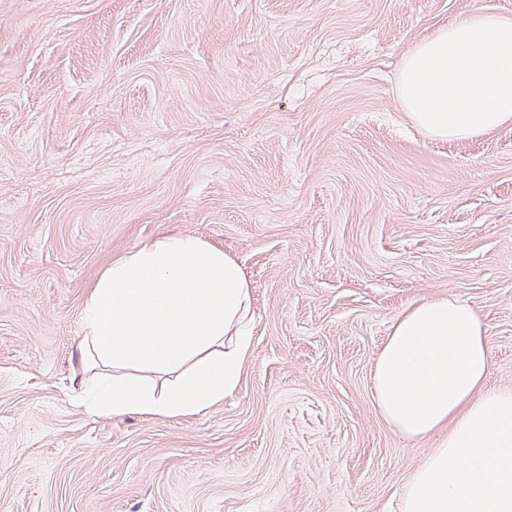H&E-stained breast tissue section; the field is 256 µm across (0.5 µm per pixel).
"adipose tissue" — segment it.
Listing matches in <instances>:
<instances>
[{"label":"adipose tissue","instance_id":"1","mask_svg":"<svg viewBox=\"0 0 512 512\" xmlns=\"http://www.w3.org/2000/svg\"><path fill=\"white\" fill-rule=\"evenodd\" d=\"M249 282L234 257L169 233L106 267L82 307L83 390L96 415L189 416L232 395L252 352ZM490 341L453 296L411 304L377 356L380 415L437 445L403 512H512V392L488 387Z\"/></svg>","mask_w":512,"mask_h":512}]
</instances>
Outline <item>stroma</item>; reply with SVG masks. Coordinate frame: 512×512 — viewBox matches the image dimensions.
<instances>
[{
  "instance_id": "obj_1",
  "label": "stroma",
  "mask_w": 512,
  "mask_h": 512,
  "mask_svg": "<svg viewBox=\"0 0 512 512\" xmlns=\"http://www.w3.org/2000/svg\"><path fill=\"white\" fill-rule=\"evenodd\" d=\"M512 0H0V512H402L436 445L377 411L400 312L453 295L512 390V124L429 137L405 57ZM180 232L242 266L223 405L97 416L81 310Z\"/></svg>"
}]
</instances>
